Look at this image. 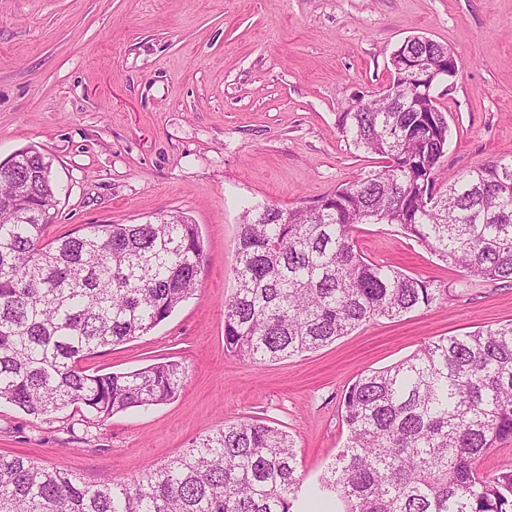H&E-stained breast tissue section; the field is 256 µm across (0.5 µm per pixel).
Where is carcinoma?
Returning a JSON list of instances; mask_svg holds the SVG:
<instances>
[{"label": "carcinoma", "instance_id": "obj_1", "mask_svg": "<svg viewBox=\"0 0 512 512\" xmlns=\"http://www.w3.org/2000/svg\"><path fill=\"white\" fill-rule=\"evenodd\" d=\"M430 67L438 42L405 45ZM402 89L338 116L356 150L386 165L309 206L246 211L235 289L224 301V351L252 364L324 347L370 321L428 308L447 289L363 257L359 224H388L464 276L512 283V156L486 161L445 189L436 169L448 122L434 95ZM22 189L0 181V402L33 417L75 404L96 420L173 400L178 361L99 373L80 362L138 338L193 295L204 262L197 225L92 224L51 242L52 163L12 156ZM348 435L315 485L287 431L260 419L226 424L133 480L92 485L21 456L0 455V512H293L299 494L331 496L338 512H512V468L480 461L512 440V322L439 336L345 390Z\"/></svg>", "mask_w": 512, "mask_h": 512}]
</instances>
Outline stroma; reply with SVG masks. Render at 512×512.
Masks as SVG:
<instances>
[{"mask_svg": "<svg viewBox=\"0 0 512 512\" xmlns=\"http://www.w3.org/2000/svg\"><path fill=\"white\" fill-rule=\"evenodd\" d=\"M414 35L448 45L459 67L434 90L450 130L437 185L512 156V0H0V161L26 147L50 158L61 193L46 240L177 211L205 249L193 296L87 362H183L176 398L91 424L77 405L45 419L2 403L0 454L106 484L256 417L293 436L314 483L346 439L340 397L357 376L430 338L512 321V285L468 279L395 226L360 224L365 258L447 298L286 360L224 352L247 208L308 203L380 168L337 117L390 81L392 51Z\"/></svg>", "mask_w": 512, "mask_h": 512, "instance_id": "35a3bbf8", "label": "stroma"}]
</instances>
